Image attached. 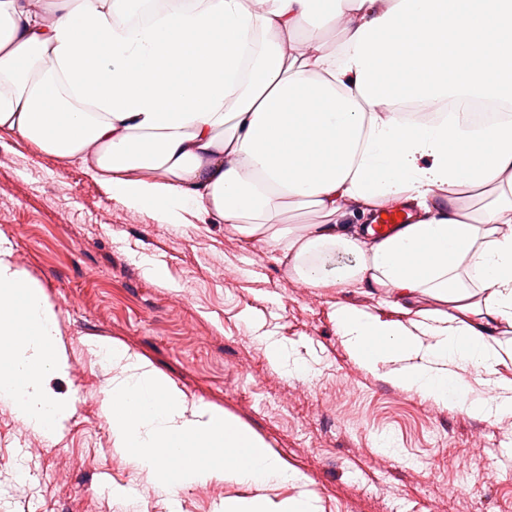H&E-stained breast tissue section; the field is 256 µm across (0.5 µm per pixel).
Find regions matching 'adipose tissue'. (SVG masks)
Returning <instances> with one entry per match:
<instances>
[{
  "instance_id": "obj_1",
  "label": "adipose tissue",
  "mask_w": 512,
  "mask_h": 512,
  "mask_svg": "<svg viewBox=\"0 0 512 512\" xmlns=\"http://www.w3.org/2000/svg\"><path fill=\"white\" fill-rule=\"evenodd\" d=\"M129 3L0 0V131L162 221L230 225L306 285L384 292L404 319L336 305L359 363L469 415L512 416L497 377L512 362V0H188L147 24L124 22ZM459 99L498 117L464 130L448 121ZM409 103L436 120L406 122ZM474 191L477 213L461 203ZM385 199L410 216L379 237ZM307 208L320 223H284ZM423 296L440 308H417ZM57 334L0 245V397L42 431L71 410L45 386ZM101 350L121 370L105 401L113 446L157 492L300 482L224 413L126 348ZM464 369L492 397L471 398Z\"/></svg>"
}]
</instances>
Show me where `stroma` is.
I'll return each instance as SVG.
<instances>
[{"label": "stroma", "mask_w": 512, "mask_h": 512, "mask_svg": "<svg viewBox=\"0 0 512 512\" xmlns=\"http://www.w3.org/2000/svg\"><path fill=\"white\" fill-rule=\"evenodd\" d=\"M0 240L39 283L66 359L47 389L72 409L51 438L0 400V512H224L255 489L212 481L152 492L147 471L117 453L97 353L120 345L188 400L251 429L316 512H512V417H474L362 366L336 329L344 300L385 318L382 293L344 296L291 279L264 244L225 224H165L129 210L77 162L0 134ZM163 276L145 275L149 266ZM285 348L272 365L254 333ZM33 475L18 481L30 443ZM123 496H113V488Z\"/></svg>", "instance_id": "stroma-1"}]
</instances>
